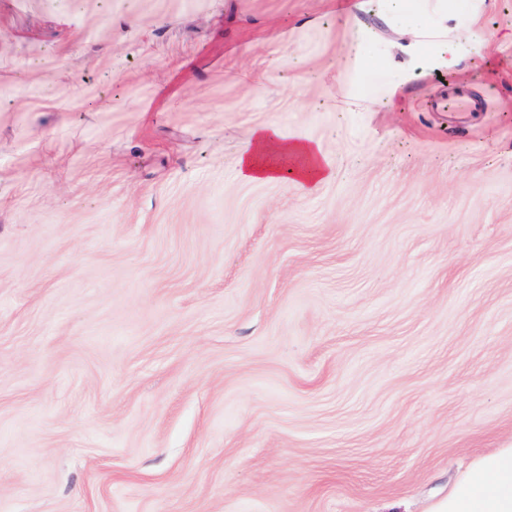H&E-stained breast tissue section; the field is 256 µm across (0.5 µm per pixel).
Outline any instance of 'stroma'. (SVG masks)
<instances>
[{
    "mask_svg": "<svg viewBox=\"0 0 512 512\" xmlns=\"http://www.w3.org/2000/svg\"><path fill=\"white\" fill-rule=\"evenodd\" d=\"M343 2L0 0V512H430L512 446V0L377 112ZM262 126L334 177L241 179ZM446 101L448 112H476L481 108L469 87L461 83L449 82Z\"/></svg>",
    "mask_w": 512,
    "mask_h": 512,
    "instance_id": "obj_1",
    "label": "stroma"
}]
</instances>
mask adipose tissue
<instances>
[{"label": "adipose tissue", "mask_w": 512, "mask_h": 512, "mask_svg": "<svg viewBox=\"0 0 512 512\" xmlns=\"http://www.w3.org/2000/svg\"><path fill=\"white\" fill-rule=\"evenodd\" d=\"M485 7L486 0H354L349 12L370 11L386 24L397 17L410 20L411 39L396 44L399 56L394 64L407 80L417 81L482 55L488 47L480 24ZM288 160L296 163L291 170L294 180L308 192L334 175L319 146L286 142L267 126L256 130L242 148L238 172L249 181L275 180ZM432 512H512V448L478 460Z\"/></svg>", "instance_id": "obj_1"}]
</instances>
